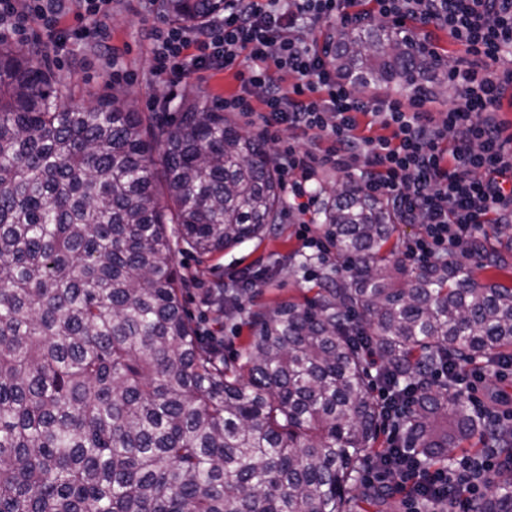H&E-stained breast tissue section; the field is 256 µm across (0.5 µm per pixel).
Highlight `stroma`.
<instances>
[{"label": "stroma", "instance_id": "stroma-1", "mask_svg": "<svg viewBox=\"0 0 512 512\" xmlns=\"http://www.w3.org/2000/svg\"><path fill=\"white\" fill-rule=\"evenodd\" d=\"M105 24L112 33L118 60L128 73L123 86L135 98L139 111L174 114L181 94L188 89L214 108L221 107L225 97L238 92L239 82L231 69L203 71L175 84L154 78L151 74L152 34L165 24L159 13H138L130 9L127 0H114L112 14ZM84 30L83 39L69 43L67 56L59 62L49 49V32L40 25H33L28 43L45 48L44 53L34 56L33 62L68 83L73 91L85 88L109 91L111 84L104 76L108 62L90 50L94 42L93 24L85 23ZM297 230V225L284 216L274 234L227 249L213 258L202 259L191 252L177 253L176 260L183 272L194 279L185 295V307L201 333L219 329L214 324L215 311L205 301L206 291L243 269L256 271L252 288L256 303L261 305H271L318 287L319 277L314 271L302 270L295 259L303 247ZM219 330L223 332L224 346L229 352L237 349L248 334L247 327L231 316L225 317L224 326Z\"/></svg>", "mask_w": 512, "mask_h": 512}]
</instances>
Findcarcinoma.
<instances>
[{"instance_id":"obj_1","label":"carcinoma","mask_w":512,"mask_h":512,"mask_svg":"<svg viewBox=\"0 0 512 512\" xmlns=\"http://www.w3.org/2000/svg\"><path fill=\"white\" fill-rule=\"evenodd\" d=\"M203 25L224 0H159ZM336 73L359 91L418 97L438 63L391 27L336 30ZM64 86L0 35V512H352L382 459L380 379L411 399L407 448L424 468L457 453L512 459L456 385L470 358L512 357V287L455 259L406 267L398 218L351 180L332 191L334 248L313 295L266 307L249 288L206 296L249 329L203 336L171 237L202 259L277 230L281 181L266 144L182 97L176 118L114 89L63 108ZM492 237L512 249V224ZM506 270L501 253H475ZM351 269L338 284L339 268ZM482 512H512V470Z\"/></svg>"}]
</instances>
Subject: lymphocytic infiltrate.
Listing matches in <instances>:
<instances>
[{"mask_svg": "<svg viewBox=\"0 0 512 512\" xmlns=\"http://www.w3.org/2000/svg\"><path fill=\"white\" fill-rule=\"evenodd\" d=\"M378 15L417 42L436 25L464 48L446 73L450 105L433 115L427 99L364 95L328 64L331 44L314 29L361 24L352 0H224L219 20L200 28L169 25L154 38L152 73L176 83L203 69H235L239 92L224 109L249 125L302 135L306 147L285 148L279 160L305 247L327 253L312 229L321 202L313 185L321 172H353L365 194L386 200L401 223L422 227L406 256L422 264L467 255L493 224L512 223V139L494 114L512 94V0H375ZM112 12V0H0V29H52L63 15L86 20ZM383 134L372 132L373 125ZM328 141L319 149V141ZM452 150H445V142ZM374 389L385 415L389 460L370 461L362 478L390 485L404 512H475L504 464L497 455L463 457L449 468L426 469L406 448L401 409L382 382Z\"/></svg>", "mask_w": 512, "mask_h": 512, "instance_id": "obj_1", "label": "lymphocytic infiltrate"}]
</instances>
